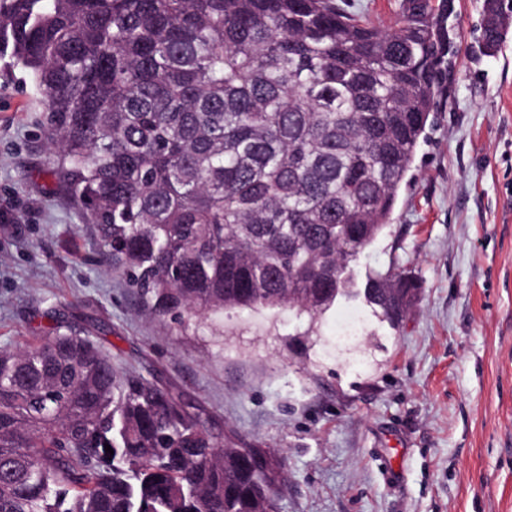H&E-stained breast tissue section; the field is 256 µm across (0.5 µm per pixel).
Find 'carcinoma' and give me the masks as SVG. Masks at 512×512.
<instances>
[{"label":"carcinoma","mask_w":512,"mask_h":512,"mask_svg":"<svg viewBox=\"0 0 512 512\" xmlns=\"http://www.w3.org/2000/svg\"><path fill=\"white\" fill-rule=\"evenodd\" d=\"M482 12L492 56L512 0ZM451 17L433 0L385 30L337 0H0V59L41 95L48 172L148 314L316 316L391 222L454 67ZM417 291L393 265L366 275L393 326ZM286 478L88 336L0 349V512H278Z\"/></svg>","instance_id":"obj_1"}]
</instances>
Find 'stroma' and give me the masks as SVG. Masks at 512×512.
Masks as SVG:
<instances>
[{
  "instance_id": "stroma-1",
  "label": "stroma",
  "mask_w": 512,
  "mask_h": 512,
  "mask_svg": "<svg viewBox=\"0 0 512 512\" xmlns=\"http://www.w3.org/2000/svg\"><path fill=\"white\" fill-rule=\"evenodd\" d=\"M452 4L448 98L358 266L417 277L395 327L360 296L313 319L286 307L152 318L47 175L32 83L0 65V347L64 323L122 373L178 387L216 430L284 458L278 512H512V29L485 56L483 0ZM347 312L365 326L340 347Z\"/></svg>"
}]
</instances>
